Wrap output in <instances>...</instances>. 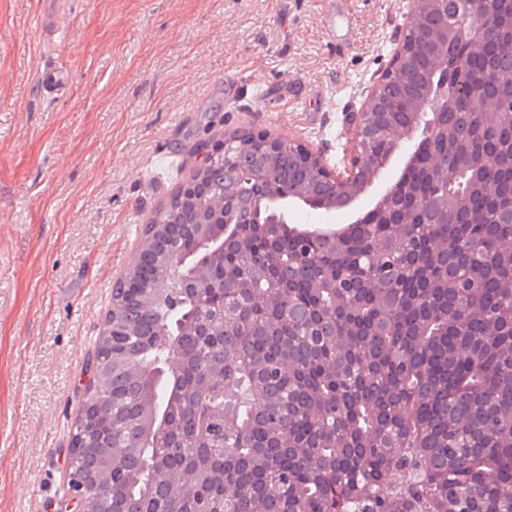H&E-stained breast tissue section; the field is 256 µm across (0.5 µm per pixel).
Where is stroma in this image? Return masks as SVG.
Instances as JSON below:
<instances>
[{
	"label": "stroma",
	"mask_w": 512,
	"mask_h": 512,
	"mask_svg": "<svg viewBox=\"0 0 512 512\" xmlns=\"http://www.w3.org/2000/svg\"><path fill=\"white\" fill-rule=\"evenodd\" d=\"M411 0H0V512H54L67 487L85 365L145 224L199 164L197 146L266 130L341 169L347 119L388 68ZM68 93L38 84L45 58ZM344 210L292 223L339 231L400 175Z\"/></svg>",
	"instance_id": "obj_1"
}]
</instances>
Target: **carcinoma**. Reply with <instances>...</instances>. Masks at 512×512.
<instances>
[{"label": "carcinoma", "mask_w": 512, "mask_h": 512, "mask_svg": "<svg viewBox=\"0 0 512 512\" xmlns=\"http://www.w3.org/2000/svg\"><path fill=\"white\" fill-rule=\"evenodd\" d=\"M413 9L420 34L367 157L388 163L390 128L417 121L423 161L400 178L420 206L397 193L339 234L292 227L290 202L338 210L331 187L243 133L234 148L292 196L262 231L236 211L220 252L207 200L261 189L224 187L218 156L198 166L206 195L179 189L150 218L88 358L70 441L84 512H512V0H493L478 44H448L493 114H416L436 34L473 16L470 0ZM468 153L494 164L475 177ZM163 244L184 274L211 254L208 288L185 282L173 304Z\"/></svg>", "instance_id": "1"}]
</instances>
